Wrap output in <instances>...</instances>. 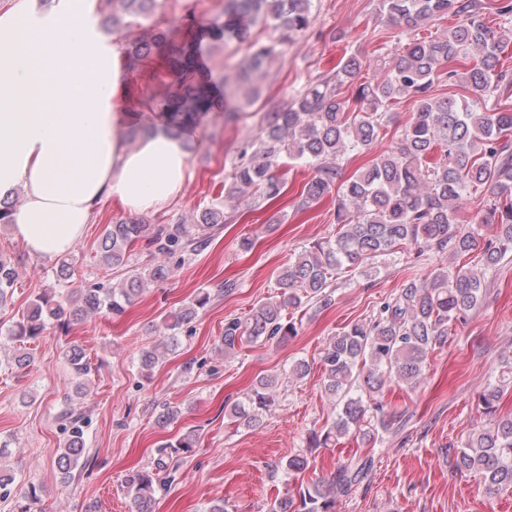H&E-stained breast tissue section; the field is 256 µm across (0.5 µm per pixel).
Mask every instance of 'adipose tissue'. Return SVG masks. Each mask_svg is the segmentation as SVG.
Masks as SVG:
<instances>
[{
	"label": "adipose tissue",
	"instance_id": "ef3b65f1",
	"mask_svg": "<svg viewBox=\"0 0 512 512\" xmlns=\"http://www.w3.org/2000/svg\"><path fill=\"white\" fill-rule=\"evenodd\" d=\"M92 0L0 9V197L23 187L17 232L34 253L72 250L98 206L144 212L175 198L187 155L163 122L126 145L122 48L89 22Z\"/></svg>",
	"mask_w": 512,
	"mask_h": 512
}]
</instances>
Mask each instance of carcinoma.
Returning a JSON list of instances; mask_svg holds the SVG:
<instances>
[{
	"label": "carcinoma",
	"instance_id": "cac0c4a2",
	"mask_svg": "<svg viewBox=\"0 0 512 512\" xmlns=\"http://www.w3.org/2000/svg\"><path fill=\"white\" fill-rule=\"evenodd\" d=\"M159 7V0H99L98 12L103 27L124 41L128 61L158 53L167 63L174 87L158 100L138 97L136 106L157 109L174 135L213 111L219 87L224 98L237 99V110L224 113V120L251 107L254 82L266 74L268 61L315 21L313 0H227L223 11L205 23L192 11L184 15V37L177 40L171 37L172 28L151 22ZM448 13L456 17L452 26L434 37L418 36L422 26ZM490 13L505 26L489 25ZM377 18L406 39L400 51L373 58V64L387 70L383 81L361 80L363 60L355 53L343 56L336 68L302 87L285 105L263 114L257 134L236 146L224 200L203 208L193 223L145 224L125 218L107 225L100 252L104 265L128 266L133 247L143 240L153 249V266L132 267L127 279L112 287L94 283L40 295L8 331L7 341L16 345L14 365L30 363L27 346L51 324L67 329L103 311L121 317L149 283L164 277L176 250L196 249L232 219L227 204L249 192L264 200L279 197L285 186L279 175L284 156L315 170L298 207L306 210L336 194L339 230L335 238L303 249L281 269L273 299L243 319H224L226 356L245 344L281 342L295 335L288 311L330 306L333 277L345 267L369 279L377 273L375 260L405 249L416 258L434 252L458 260L474 253L486 266L512 252V70L501 62L512 45V0H378ZM267 26L273 37L255 35L256 28ZM234 41L247 44L249 54L231 83L213 76L207 52ZM439 83L462 93L437 97L432 89ZM345 86L352 89L349 97L343 96ZM405 98L418 105L412 121L388 151L341 180L344 156L369 152L388 127L393 105ZM478 190L487 194L482 209L470 225H458L465 201ZM479 224L496 225L497 235L482 241ZM16 280L14 266L1 258L0 309L11 302ZM483 293L480 274L464 263L449 265L422 282H408L369 319L332 336L322 357V385L336 417L329 428L309 435L307 447L325 448L346 436L371 440L388 430L393 419L377 396L393 382L416 386L429 354L446 343L449 327L479 309ZM209 300L210 294L201 291L165 319L169 334L161 344L167 351H176L178 333ZM66 358L72 378L88 375L82 345L71 343ZM278 383L276 375L261 378L246 403L233 405L231 413L248 424L259 423L275 403ZM509 388L512 358L502 362L497 378L478 395L489 425L467 433L456 455V469L478 475L490 493L512 490V416L496 415ZM154 413L165 428L178 421L181 410L162 401ZM59 420L66 439L56 464L63 478L70 479L88 463L86 417L67 407ZM197 442L195 430L184 431L159 445L155 470L126 473L125 488L136 512H153L156 492L171 481L167 459L189 452ZM366 466L341 467L331 479L275 500L271 512H336L337 496L351 488ZM15 479L0 466V498H13V512H37L36 486L18 492Z\"/></svg>",
	"mask_w": 512,
	"mask_h": 512
}]
</instances>
